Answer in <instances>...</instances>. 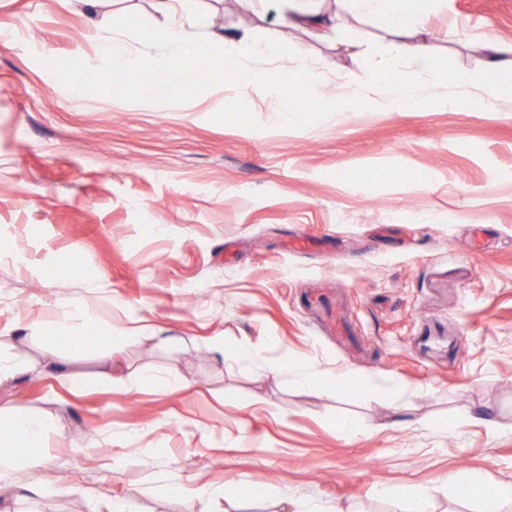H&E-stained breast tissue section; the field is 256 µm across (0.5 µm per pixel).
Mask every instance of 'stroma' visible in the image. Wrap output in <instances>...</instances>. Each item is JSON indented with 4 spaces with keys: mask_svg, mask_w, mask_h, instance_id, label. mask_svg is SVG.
<instances>
[{
    "mask_svg": "<svg viewBox=\"0 0 512 512\" xmlns=\"http://www.w3.org/2000/svg\"><path fill=\"white\" fill-rule=\"evenodd\" d=\"M201 9L331 82L367 65L354 40L389 42L354 17L333 41L286 30L277 0L245 20L236 0ZM116 14L135 47L162 26L149 0L93 15L0 0V356L14 365L0 405L52 423L0 474L12 512H191L202 485L220 490L209 512L285 497L406 512L420 491L434 512H512V112L470 93L325 112L292 93L288 123L257 89L211 111L244 80L221 69L160 94L137 74L72 94L87 67L110 74L97 46ZM453 23L471 39L449 40ZM426 25L449 74L483 73L477 34L512 50V0H431ZM48 327L71 343L46 345ZM215 336L272 341L317 381L224 359ZM471 471L484 484L463 500L447 477Z\"/></svg>",
    "mask_w": 512,
    "mask_h": 512,
    "instance_id": "obj_1",
    "label": "stroma"
}]
</instances>
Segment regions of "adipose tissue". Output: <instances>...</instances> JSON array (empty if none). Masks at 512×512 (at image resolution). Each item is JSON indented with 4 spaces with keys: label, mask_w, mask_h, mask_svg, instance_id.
<instances>
[{
    "label": "adipose tissue",
    "mask_w": 512,
    "mask_h": 512,
    "mask_svg": "<svg viewBox=\"0 0 512 512\" xmlns=\"http://www.w3.org/2000/svg\"><path fill=\"white\" fill-rule=\"evenodd\" d=\"M198 0H152L155 11L166 23L161 32L148 33L143 47L132 51L124 37L123 19L113 17L112 36L97 46L99 54L112 63L118 73H134L146 63L157 61L171 65L202 54L207 44L221 46L225 68L242 70L251 75L249 84L236 87L234 98L247 95L250 84L261 83L272 91H279L282 82H290L307 92L317 94L325 89L322 74L278 69H255L253 62L270 54H281V47L257 43L250 56L237 50L238 42L248 40V31L207 36L196 15ZM336 10L322 8L316 0H289L287 25L291 28L315 30L324 37L339 32L344 24V10L374 17L382 22L383 30L391 38V50L370 66L344 71L336 90L337 97L372 100L382 109L415 106L421 103L425 92H446L448 102H455L457 93L480 89V101L488 112L500 111L505 101L512 100V57H500L497 41L482 36L480 42L488 52L487 73L477 76L469 72L447 75L436 68L431 44L420 37L425 0H336ZM383 70L397 71L394 83L379 85L377 75Z\"/></svg>",
    "instance_id": "ef3b65f1"
}]
</instances>
